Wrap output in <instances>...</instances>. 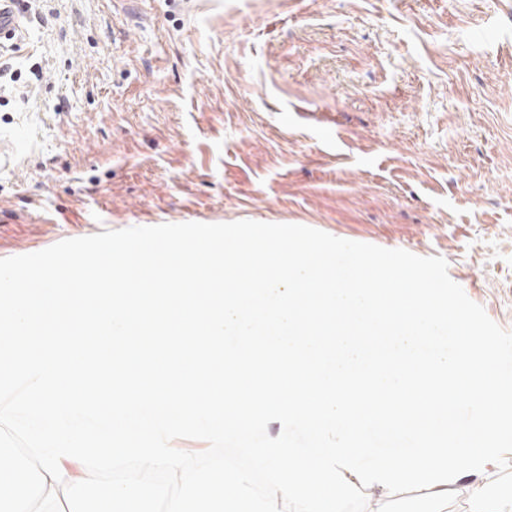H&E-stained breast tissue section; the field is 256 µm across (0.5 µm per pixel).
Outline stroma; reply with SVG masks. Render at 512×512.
I'll use <instances>...</instances> for the list:
<instances>
[{
    "mask_svg": "<svg viewBox=\"0 0 512 512\" xmlns=\"http://www.w3.org/2000/svg\"><path fill=\"white\" fill-rule=\"evenodd\" d=\"M0 258L253 220L439 256L512 332V0H18Z\"/></svg>",
    "mask_w": 512,
    "mask_h": 512,
    "instance_id": "35a3bbf8",
    "label": "stroma"
}]
</instances>
